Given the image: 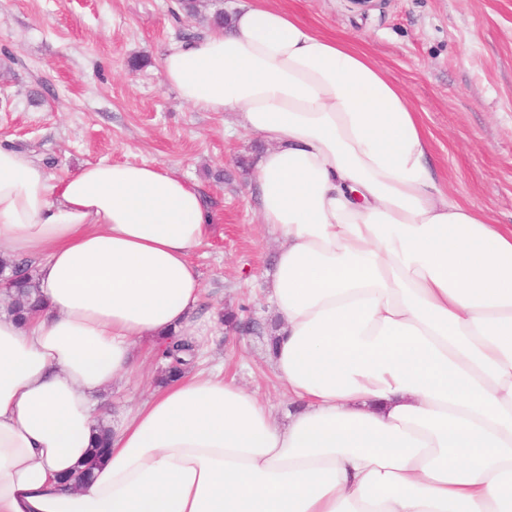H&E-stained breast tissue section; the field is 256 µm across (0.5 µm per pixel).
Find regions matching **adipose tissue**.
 I'll return each instance as SVG.
<instances>
[{
  "mask_svg": "<svg viewBox=\"0 0 512 512\" xmlns=\"http://www.w3.org/2000/svg\"><path fill=\"white\" fill-rule=\"evenodd\" d=\"M160 74L266 145L271 361L296 408L186 373L125 411L90 483H61L109 415L99 393L194 335L211 216L161 167L56 182L0 145V253L43 298L0 312V512H512V227L446 195L403 90L258 0Z\"/></svg>",
  "mask_w": 512,
  "mask_h": 512,
  "instance_id": "1",
  "label": "adipose tissue"
}]
</instances>
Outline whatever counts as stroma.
<instances>
[{
    "label": "stroma",
    "mask_w": 512,
    "mask_h": 512,
    "mask_svg": "<svg viewBox=\"0 0 512 512\" xmlns=\"http://www.w3.org/2000/svg\"><path fill=\"white\" fill-rule=\"evenodd\" d=\"M267 2L362 48L419 112L449 195L512 226V0H378L367 10L353 0ZM207 32L175 0H0V67L10 71L0 81V145L30 152L56 179L105 160L156 164L194 184L213 222L192 254L203 287L192 368L221 369L283 417L288 401L262 331L274 321L266 295L276 242L257 214L253 172L236 166L263 144L233 114L198 111L160 78L170 46ZM226 311L257 331L227 338ZM148 362V374L107 392L113 407L156 387L165 365L154 353Z\"/></svg>",
    "instance_id": "obj_1"
}]
</instances>
